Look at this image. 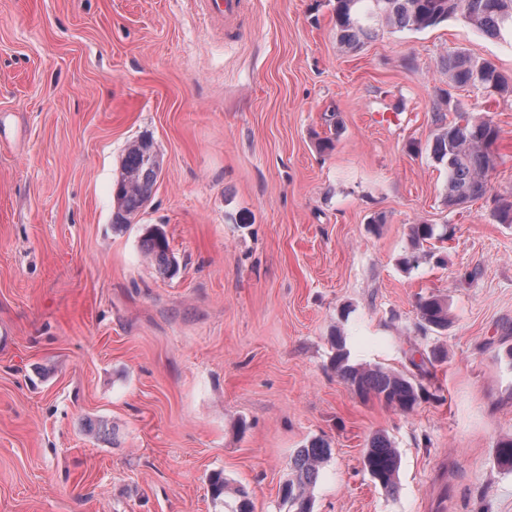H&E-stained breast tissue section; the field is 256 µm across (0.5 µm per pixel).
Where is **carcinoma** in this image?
Here are the masks:
<instances>
[{
  "mask_svg": "<svg viewBox=\"0 0 512 512\" xmlns=\"http://www.w3.org/2000/svg\"><path fill=\"white\" fill-rule=\"evenodd\" d=\"M457 15L487 37L500 38L505 34L512 37V0H336V32L343 46L356 49L374 37L379 24L424 30ZM444 68L448 83L458 88L480 85L500 93L509 88L508 81L491 62L473 58L463 51L448 54ZM434 117L438 132L433 142V155L448 168L446 204L454 207L484 197L488 191V173L495 164L491 147L499 138V129L489 119L463 114L447 123L439 105L435 107ZM153 152V143L147 138L134 142L127 149L120 176L113 186L115 225L127 224L150 200L161 172L152 159ZM411 235L418 248L436 238L435 225L415 224ZM142 247L161 274L173 277L178 273V261L161 229L149 230ZM417 310L423 329L443 328L448 324V307L438 298H420ZM336 349V376L359 395H372L404 413L413 411L427 398L426 390L416 378L381 367H357L349 363L339 340ZM329 454L330 446L322 440H314L297 450L290 477L282 487L288 512H313L310 490ZM362 464L364 471L385 493L396 492L399 456L384 433L377 432L370 437ZM210 488L212 500L222 502L229 485L223 474L215 473L210 477Z\"/></svg>",
  "mask_w": 512,
  "mask_h": 512,
  "instance_id": "cac0c4a2",
  "label": "carcinoma"
}]
</instances>
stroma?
I'll list each match as a JSON object with an SVG mask.
<instances>
[{"mask_svg": "<svg viewBox=\"0 0 512 512\" xmlns=\"http://www.w3.org/2000/svg\"><path fill=\"white\" fill-rule=\"evenodd\" d=\"M336 0H245L236 30L189 0H0V512H288L298 448L331 454L314 512H512V94L450 88L448 53L512 76V41L452 17L351 51ZM492 120L489 189L444 201L433 107ZM333 137L334 146L320 143ZM161 175L130 224L112 184L135 141ZM162 225L180 273L142 250ZM447 237L423 244L411 227ZM448 306L420 332L417 303ZM412 373L403 413L332 368ZM103 426L100 434L89 425ZM385 433L388 495L362 468Z\"/></svg>", "mask_w": 512, "mask_h": 512, "instance_id": "1", "label": "stroma"}]
</instances>
